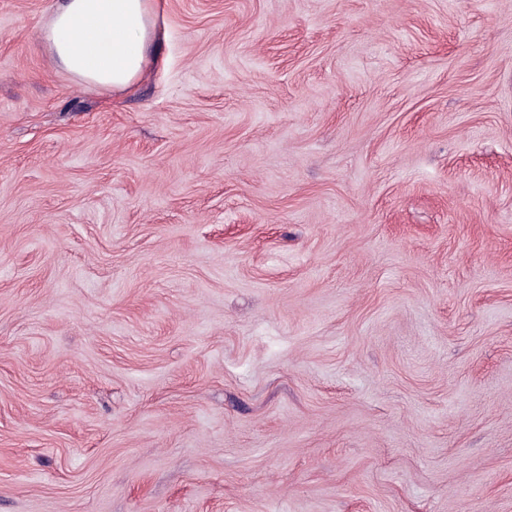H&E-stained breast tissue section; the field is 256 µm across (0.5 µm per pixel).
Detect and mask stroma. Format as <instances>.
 Wrapping results in <instances>:
<instances>
[{
  "instance_id": "obj_1",
  "label": "stroma",
  "mask_w": 512,
  "mask_h": 512,
  "mask_svg": "<svg viewBox=\"0 0 512 512\" xmlns=\"http://www.w3.org/2000/svg\"><path fill=\"white\" fill-rule=\"evenodd\" d=\"M154 4L0 0V512H512V0ZM43 32L55 61L79 81L128 88L146 69L156 37L150 0H64Z\"/></svg>"
}]
</instances>
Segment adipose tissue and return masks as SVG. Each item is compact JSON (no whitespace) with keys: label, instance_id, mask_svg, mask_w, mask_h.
<instances>
[{"label":"adipose tissue","instance_id":"adipose-tissue-1","mask_svg":"<svg viewBox=\"0 0 512 512\" xmlns=\"http://www.w3.org/2000/svg\"><path fill=\"white\" fill-rule=\"evenodd\" d=\"M156 36L150 0H61L44 43L81 82L128 88L146 69Z\"/></svg>","mask_w":512,"mask_h":512}]
</instances>
